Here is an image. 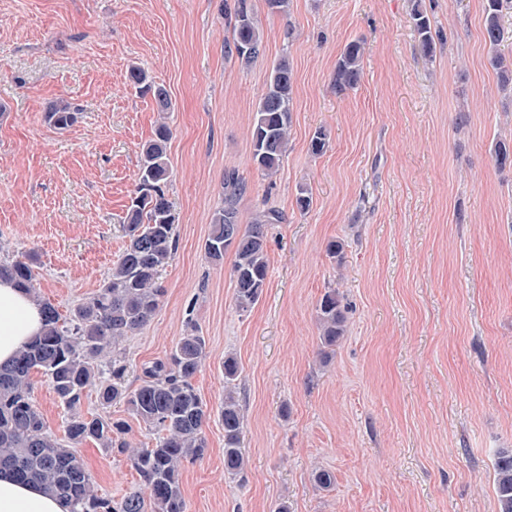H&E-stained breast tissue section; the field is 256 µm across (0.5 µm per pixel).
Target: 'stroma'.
<instances>
[{
  "label": "stroma",
  "instance_id": "stroma-1",
  "mask_svg": "<svg viewBox=\"0 0 512 512\" xmlns=\"http://www.w3.org/2000/svg\"><path fill=\"white\" fill-rule=\"evenodd\" d=\"M225 0H0V259L32 260L40 295L62 314L102 285L126 245L122 228L140 151L172 130L168 195L178 249L151 320L120 344L126 383L195 323L207 359L193 384L224 401L225 355L240 366L246 475L224 470L211 417L203 459L185 464L186 512H497L493 463L512 448V86L489 63L484 0H421L438 34L418 47L410 0H291L275 15L251 0L266 54L228 56ZM364 44L357 89L336 95V60ZM293 67L288 151L270 177L251 160L249 127L280 57ZM166 87L158 111L132 67ZM80 110L59 131L44 118ZM329 145L308 151L316 130ZM248 191L243 223L268 227L269 275L239 310L232 255L205 258L224 173ZM307 188L312 202L299 211ZM343 252L328 253L331 241ZM336 289L346 332L323 358L317 307ZM78 455L117 499L138 476L125 455L88 441ZM333 472L331 489L315 471ZM78 109L66 100H59L52 104L46 112L47 123L56 130H66L74 125L79 118Z\"/></svg>",
  "mask_w": 512,
  "mask_h": 512
}]
</instances>
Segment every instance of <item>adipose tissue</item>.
I'll return each mask as SVG.
<instances>
[{"mask_svg":"<svg viewBox=\"0 0 512 512\" xmlns=\"http://www.w3.org/2000/svg\"><path fill=\"white\" fill-rule=\"evenodd\" d=\"M43 327L38 305L7 279H0V363L10 360ZM0 512H68L62 500L0 475Z\"/></svg>","mask_w":512,"mask_h":512,"instance_id":"1","label":"adipose tissue"}]
</instances>
